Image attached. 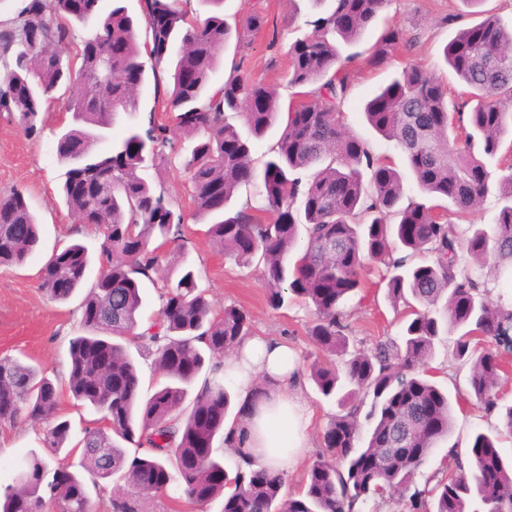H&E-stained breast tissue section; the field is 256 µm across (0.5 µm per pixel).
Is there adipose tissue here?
<instances>
[{"instance_id":"1","label":"adipose tissue","mask_w":512,"mask_h":512,"mask_svg":"<svg viewBox=\"0 0 512 512\" xmlns=\"http://www.w3.org/2000/svg\"><path fill=\"white\" fill-rule=\"evenodd\" d=\"M224 368L246 411L244 420L224 423L229 474H236L243 454L279 471L296 467L309 446L312 413L300 394L304 380L295 354L280 339L248 336Z\"/></svg>"}]
</instances>
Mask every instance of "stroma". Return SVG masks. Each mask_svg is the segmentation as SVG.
Instances as JSON below:
<instances>
[{"mask_svg": "<svg viewBox=\"0 0 512 512\" xmlns=\"http://www.w3.org/2000/svg\"><path fill=\"white\" fill-rule=\"evenodd\" d=\"M181 6L203 18L213 14L224 16L231 24L243 23L253 14L263 15L267 24L252 35L248 48L238 53L229 50L219 57L212 83L221 86L225 74L233 71L249 81L273 86L281 99H288V47L310 32V22L316 17L308 0H300L295 7L288 0H224L217 7L202 4L201 0H182ZM382 18L405 28L414 37L415 46L409 53L397 51L385 68L355 74L342 120L374 154L390 156L397 167L403 168L404 196L414 199L420 192L412 173L405 171V162L393 143L367 124L362 106L410 60L435 70L446 82H453L454 77L443 62V48L460 28L475 23L477 16L474 6L466 0H391ZM274 37L278 38L279 46L272 50L268 43ZM42 118L44 128L40 135L29 137L16 123L0 116V195L21 191L41 230V245L24 265L0 266V357L20 358L58 385L59 415L69 420L70 438L76 441L94 418L91 409L75 401L68 392V347L70 340L82 332L78 312L82 298L76 295L65 303L50 300L39 287V273L54 248L78 241L94 254L100 239L90 233L72 235V220L59 197L60 176L65 166L55 152V134L69 124L70 116L55 101L44 109ZM183 244L189 264L199 275V286L206 290L215 308L233 304L243 309L251 319L254 334L285 341L302 368H309L321 358V351L305 331V324L312 317L310 309L299 302L279 309L270 307L259 266L242 267L226 259L211 243L203 224L187 222ZM367 268V288L351 295L343 307L351 336L365 350L379 341L398 338L401 333L400 320L387 297L377 264L368 263ZM448 343L445 336L436 343L431 364L435 381L447 390L452 403V430L447 443L434 449L422 467L425 477L447 464L450 445L467 448L480 432L498 434L503 454L512 456V436L498 432L503 425L501 411H487L469 398L466 389L470 367L451 356ZM302 393L312 411L310 446L302 464L285 475L292 494L299 492L308 463L323 448L326 424L338 410L313 383H305ZM8 433L10 447H0L3 485L11 482L24 455L40 447L37 429L28 423H18Z\"/></svg>", "mask_w": 512, "mask_h": 512, "instance_id": "stroma-1", "label": "stroma"}]
</instances>
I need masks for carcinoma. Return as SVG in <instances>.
Here are the masks:
<instances>
[{
    "mask_svg": "<svg viewBox=\"0 0 512 512\" xmlns=\"http://www.w3.org/2000/svg\"><path fill=\"white\" fill-rule=\"evenodd\" d=\"M100 2L24 0L16 20L0 24V115L36 135L53 92L63 83L79 88L64 103L71 123L56 134L66 166L61 199L102 243L98 275L79 306L85 333L69 342L68 388L106 420L79 441L81 474L30 452L13 481L0 486V512H96L88 485L116 477L131 492L112 496L110 512H142L143 499L166 497L174 485L193 503L232 500L233 512H362L377 499L402 502L404 512H512V462L484 433L464 450L451 446L450 465L415 487L452 428L448 393L428 366L435 341L455 336L453 356L471 364L468 384L484 408L498 407L497 388L507 378L512 306L488 301L487 283L460 269V252L493 259L500 276L512 270V164L493 181L484 163L512 137V23L488 12L444 47L445 64L468 89L462 102L451 100L435 71L409 62L364 104L368 124L394 142L421 191L405 204L394 162L373 154L341 119L352 68H383L395 50L413 45L406 29L391 24L366 54L340 59L338 43L359 41L390 0H310L330 8L289 48L288 85L297 91L285 105L275 88L238 75L209 89L220 54L232 42L244 47L264 17L251 15L234 30L216 15L187 17L179 0H151L149 12L161 22H145L139 43L125 7L103 15ZM74 21L94 25L79 36ZM169 58L164 75L158 67ZM148 62L153 105L142 116ZM160 110L170 121L158 120ZM228 112L243 117L249 136ZM120 119L124 136L100 148ZM280 120V137L259 171L251 140ZM180 135L198 138L183 161L192 218L209 221L207 234L225 257L262 267L272 307L290 296L313 307L306 333L323 357L309 377L321 395L337 399L339 412L296 496L284 492V473L262 466L229 480L214 447L231 407L222 359L253 330L243 310L218 311L199 288L180 243L187 215L149 181V171L177 158ZM79 176L89 181L83 194L71 191ZM246 185L256 186L264 205L228 209ZM491 192L500 209L490 229L462 240L442 202L464 216ZM168 242L177 246L162 278L158 318L141 331L140 281L153 280ZM39 244L23 194L1 195L0 265H22ZM422 254L430 260L410 264ZM367 260L381 266L388 298L403 314L401 340L380 341L369 353L350 342L340 310L363 287ZM90 266L84 245L58 248L41 268L40 288L67 301ZM132 343L163 378L146 397ZM59 401L58 386L35 366L0 358V427L37 425L42 446L57 453L70 432L59 420ZM124 442L142 454L128 456ZM230 483L236 491L226 496Z\"/></svg>",
    "mask_w": 512,
    "mask_h": 512,
    "instance_id": "cac0c4a2",
    "label": "carcinoma"
}]
</instances>
